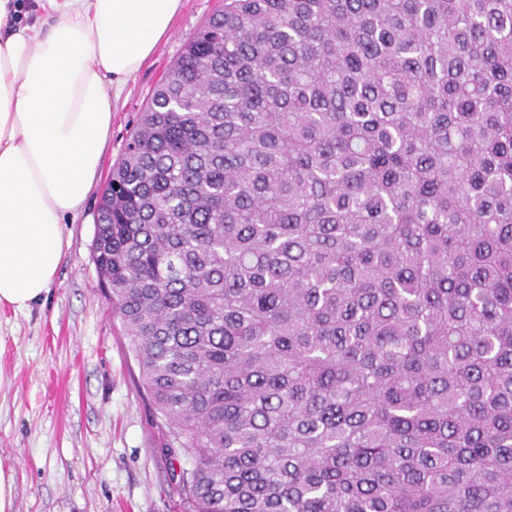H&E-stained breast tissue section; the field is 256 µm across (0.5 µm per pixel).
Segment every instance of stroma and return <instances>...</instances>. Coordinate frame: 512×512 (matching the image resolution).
<instances>
[{"label":"stroma","instance_id":"stroma-1","mask_svg":"<svg viewBox=\"0 0 512 512\" xmlns=\"http://www.w3.org/2000/svg\"><path fill=\"white\" fill-rule=\"evenodd\" d=\"M223 0H184L169 36L124 86L100 173L64 222L65 256L45 299L0 308V473L12 512H184L185 466L167 451L120 319L98 286L96 207L151 92Z\"/></svg>","mask_w":512,"mask_h":512}]
</instances>
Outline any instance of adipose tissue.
I'll list each match as a JSON object with an SVG mask.
<instances>
[{
	"mask_svg": "<svg viewBox=\"0 0 512 512\" xmlns=\"http://www.w3.org/2000/svg\"><path fill=\"white\" fill-rule=\"evenodd\" d=\"M183 0H0V306L47 294L63 221L83 204L120 93L167 36Z\"/></svg>",
	"mask_w": 512,
	"mask_h": 512,
	"instance_id": "obj_1",
	"label": "adipose tissue"
}]
</instances>
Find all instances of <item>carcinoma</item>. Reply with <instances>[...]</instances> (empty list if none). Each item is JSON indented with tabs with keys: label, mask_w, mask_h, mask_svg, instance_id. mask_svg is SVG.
<instances>
[{
	"label": "carcinoma",
	"mask_w": 512,
	"mask_h": 512,
	"mask_svg": "<svg viewBox=\"0 0 512 512\" xmlns=\"http://www.w3.org/2000/svg\"><path fill=\"white\" fill-rule=\"evenodd\" d=\"M92 252L185 512H512V0H224Z\"/></svg>",
	"instance_id": "obj_1"
}]
</instances>
